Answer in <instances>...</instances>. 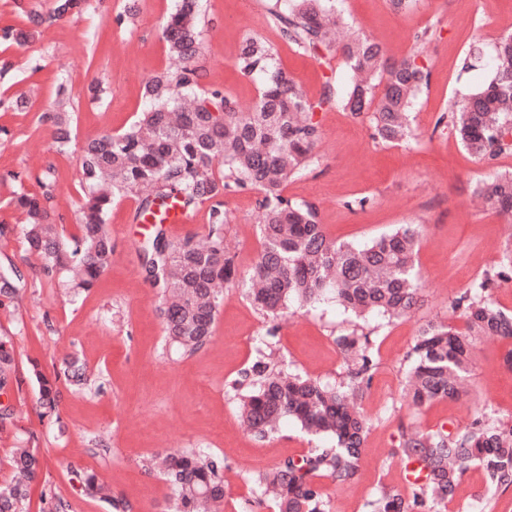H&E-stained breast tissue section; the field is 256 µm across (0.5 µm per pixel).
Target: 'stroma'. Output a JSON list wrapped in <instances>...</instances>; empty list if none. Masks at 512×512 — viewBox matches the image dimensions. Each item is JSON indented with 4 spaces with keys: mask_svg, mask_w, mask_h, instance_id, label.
I'll return each instance as SVG.
<instances>
[{
    "mask_svg": "<svg viewBox=\"0 0 512 512\" xmlns=\"http://www.w3.org/2000/svg\"><path fill=\"white\" fill-rule=\"evenodd\" d=\"M275 0H203L202 84L220 88L239 111H250L265 77L243 76L235 66L243 40L269 44L276 60L309 101L324 87L343 92L350 73L342 49L326 59L298 50L282 39L271 21ZM134 13H127V6ZM174 0H85L82 10L33 28L31 14L51 16L55 0H0V29L30 32L24 45L0 40V98L26 95L22 107L0 108V224L12 226L0 238V266L16 265L29 282L16 305L0 307V332L13 336L15 376L20 384L16 414L0 429V486L13 476V448L24 438L39 448L46 466L33 483L27 512H43V490H52L67 512H110L87 496L81 474L94 473L112 489L125 512H166L171 492L144 464L156 454L177 455L199 448L224 460L227 482L223 512H274L271 503L254 505L249 473L299 458L316 441L291 421L265 439L240 422L234 388L266 345L290 370L334 384L345 374L337 335L352 330L369 336L377 368L361 401L372 423L357 481L320 484L331 512H367L380 489L404 490L405 465L394 456L412 428L455 431L475 407L497 415L512 413V369L504 357L512 340L477 343L466 401H442L420 408L402 397L407 355L429 321L451 318V300L469 288L483 269L496 266L512 237V221L479 207L473 190L496 170H512V154L493 164L474 158L436 122L449 98L463 96L492 72L495 42L512 32V0H414L394 10L391 0H339L351 32L377 39L387 58L416 56L428 69L429 85L415 102L412 122L418 134L408 145L387 146L371 137L368 115L333 107L316 113L321 138L315 159L289 180L284 194L316 206L318 221L340 242L365 243L403 224L422 227L416 266L424 300L400 319L378 315L359 320L335 302L289 305L275 321L264 318L241 289L225 292L215 332L199 352L179 356L164 350L156 291L146 279L138 250L154 226L137 218L136 203L113 204L108 224L112 266L89 291L40 287L24 250L14 191L39 192L37 178L56 170L53 201L65 226H73L81 198L79 148L89 139L128 128L142 109L143 83L172 66L161 35V21ZM428 32L425 44L415 42ZM483 55L467 67L473 44ZM71 91L73 139L67 154L53 143V128L41 119L57 99L59 82ZM108 89L92 99L88 87ZM19 180H12V173ZM365 206H357V199ZM257 195L243 191L225 197L231 222L224 246L240 271L253 265L260 250ZM78 358L90 382L78 390L61 386L59 415L44 417L37 405L34 367L52 374L63 354ZM447 512H512V488L490 496L478 467L464 475Z\"/></svg>",
    "mask_w": 512,
    "mask_h": 512,
    "instance_id": "1",
    "label": "stroma"
}]
</instances>
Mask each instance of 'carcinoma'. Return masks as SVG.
<instances>
[{"instance_id":"cac0c4a2","label":"carcinoma","mask_w":512,"mask_h":512,"mask_svg":"<svg viewBox=\"0 0 512 512\" xmlns=\"http://www.w3.org/2000/svg\"><path fill=\"white\" fill-rule=\"evenodd\" d=\"M282 37L305 53L322 58L337 42L340 17L335 0H286L271 11ZM202 0H176L162 20L168 53L181 65L151 77L143 88L144 108L138 120L120 134L104 133L86 142L79 158L82 198L75 212V231L65 230L52 205L56 183L50 168L38 179L41 193L24 190L12 203L21 214L25 251L36 258L40 285L87 290L112 265L114 245L107 216L112 204L132 196L137 215L154 216L172 204L187 213L211 202L205 240L192 236L173 241L158 221L142 246L140 259L151 286L161 297L164 335L180 355H192L214 335L224 289H242L263 315L276 320L288 304L303 307L326 298L358 317L389 319L420 306L423 289L415 266L421 227L402 224L362 246L331 240L319 224L316 208L283 195L288 180L310 165L321 138L313 113L331 105L357 115L373 113L372 136L385 145L414 139L410 113L429 83V72L416 57L389 61L369 36L350 35L342 50L355 75L342 95L325 87L309 102L296 83L274 66L271 48L257 38L243 40L237 68L244 75H268L250 112L219 89L200 83L198 60L203 54L200 27ZM490 79L453 103L437 124H446L480 162L512 153V33L494 46ZM70 97L60 80L55 108L42 119L52 124L59 152L71 142ZM242 190L260 196L261 249L246 278L234 256L224 249L229 216L224 197ZM474 194L488 208L512 219V171H496L477 184ZM501 280H512V243L497 267L485 272L451 303L463 322H429L408 353L405 396L416 407L469 396L465 380L477 341L512 340V314L498 308L489 292ZM26 286L24 274L12 265L0 270V305ZM347 365L345 378L330 385L293 373L260 354L235 383L246 389L240 417L251 432L264 438L285 418L308 435L334 443L316 448L298 460L287 459L247 477L258 502L271 496L277 512H330L317 484L325 477L339 484L356 481L371 420L358 402L369 387L376 358L369 337L336 336ZM13 336L0 334V397L15 392ZM41 416L59 411V382L81 388L85 371L74 359L64 360L50 380L35 372ZM402 457L407 474L403 492L380 490L368 512H446L470 466L483 472L490 495L512 487V425L481 412L463 430L443 428L404 435ZM16 479L0 486V512H25L32 484L43 469V457L29 441L15 448ZM157 472L174 494V512H209L225 497L224 460L203 450L176 456L157 454L145 464ZM86 494L119 509L111 490L93 474L83 475Z\"/></svg>"}]
</instances>
